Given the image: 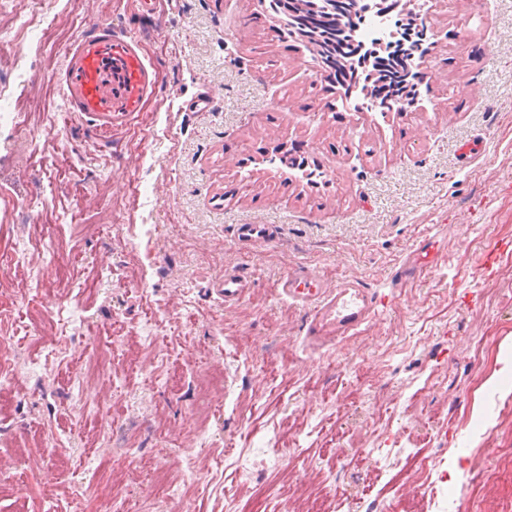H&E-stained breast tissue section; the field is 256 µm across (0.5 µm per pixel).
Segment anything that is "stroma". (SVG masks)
<instances>
[{
    "label": "stroma",
    "mask_w": 512,
    "mask_h": 512,
    "mask_svg": "<svg viewBox=\"0 0 512 512\" xmlns=\"http://www.w3.org/2000/svg\"><path fill=\"white\" fill-rule=\"evenodd\" d=\"M16 2L0 20V248L24 263L0 267V512H136L159 465L193 512H244L258 493L305 512L309 485L338 489L335 512H395L413 489L428 512H512V377L488 385L512 344V0H439L428 85L384 114L347 110L255 0ZM105 26L153 88L111 129L79 112L54 124L69 50ZM281 146L326 185L255 169ZM242 224L275 237L241 250ZM428 236L436 262L400 282ZM298 267L360 282L376 316L308 349V310L276 288ZM228 270L247 283L232 306L211 291ZM193 403L221 410L193 420Z\"/></svg>",
    "instance_id": "1"
}]
</instances>
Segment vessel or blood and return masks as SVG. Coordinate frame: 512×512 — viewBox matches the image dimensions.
<instances>
[{
	"mask_svg": "<svg viewBox=\"0 0 512 512\" xmlns=\"http://www.w3.org/2000/svg\"><path fill=\"white\" fill-rule=\"evenodd\" d=\"M72 111L111 117L115 112L136 111L152 86L151 72L133 46L110 31L81 39L69 52L63 74ZM237 238L246 248L270 241L266 224H242ZM225 304L237 303L244 294L236 272H225L214 285ZM280 295L309 309L305 341L311 349L355 333L378 311V300L353 280L336 285L293 271L277 283Z\"/></svg>",
	"mask_w": 512,
	"mask_h": 512,
	"instance_id": "obj_1",
	"label": "vessel or blood"
}]
</instances>
